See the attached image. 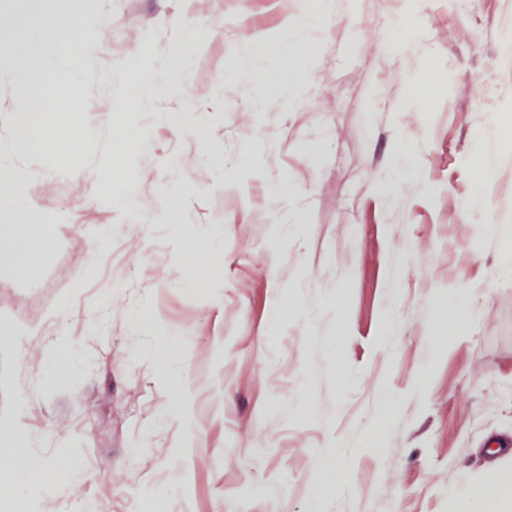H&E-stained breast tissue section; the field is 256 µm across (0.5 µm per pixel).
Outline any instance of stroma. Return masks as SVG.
<instances>
[{
  "label": "stroma",
  "mask_w": 512,
  "mask_h": 512,
  "mask_svg": "<svg viewBox=\"0 0 512 512\" xmlns=\"http://www.w3.org/2000/svg\"><path fill=\"white\" fill-rule=\"evenodd\" d=\"M15 2V31L51 15L98 48L57 70L75 169L11 153L26 61L0 66V162L30 184L0 215L39 211L0 250V432L63 471L0 469V512H451L512 468V0H92L80 25ZM265 39L290 54L251 59ZM178 48L216 84L115 96L124 62L161 78ZM183 394L187 424L166 414Z\"/></svg>",
  "instance_id": "1"
}]
</instances>
